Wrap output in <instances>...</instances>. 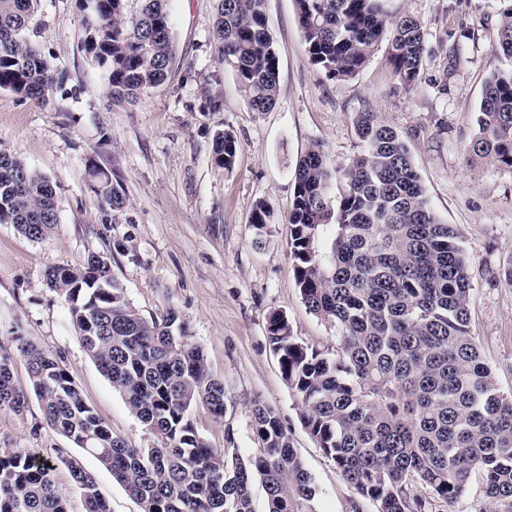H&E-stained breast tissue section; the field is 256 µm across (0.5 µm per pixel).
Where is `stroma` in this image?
I'll use <instances>...</instances> for the list:
<instances>
[{"instance_id":"1","label":"stroma","mask_w":512,"mask_h":512,"mask_svg":"<svg viewBox=\"0 0 512 512\" xmlns=\"http://www.w3.org/2000/svg\"><path fill=\"white\" fill-rule=\"evenodd\" d=\"M389 8L424 25L423 74L409 89L393 77L383 42L354 79L330 80L309 61L294 0H265L280 91L269 111L255 112L234 70L217 60V0H171L174 59L167 80L119 106L82 46L81 0H40L30 34L64 83L44 104L0 91V150L50 177L58 214L40 241L0 224V349L13 354L17 387L31 388L27 361L14 352L19 331L61 356L113 434L142 448L155 445L84 349L69 302L46 285L49 267H78L89 255L102 256L144 318L177 312L188 342L203 349L211 374L223 382V417L201 408L191 413L211 447L245 459L257 454L253 408L268 405L312 476L316 512H377L309 435L267 336L270 316L282 312L299 341L336 350L334 330L308 311L294 278L287 224L293 169L315 145L332 167L349 165L359 151L353 117L371 109L405 136L434 209L460 235L472 283L470 329L498 387L512 392V281L504 275L512 269V172L464 160L484 82L496 65L500 4L390 0ZM456 41L463 49L452 60L448 50ZM220 131L238 143L229 169L212 162ZM97 168L118 180L122 208H110L92 191ZM261 200L270 204L273 222L258 248L251 214ZM0 448L75 457L112 512H141L106 468L46 424L37 399L19 414L0 410Z\"/></svg>"}]
</instances>
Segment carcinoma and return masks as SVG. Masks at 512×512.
<instances>
[{
	"label": "carcinoma",
	"instance_id": "carcinoma-1",
	"mask_svg": "<svg viewBox=\"0 0 512 512\" xmlns=\"http://www.w3.org/2000/svg\"><path fill=\"white\" fill-rule=\"evenodd\" d=\"M84 0L83 47L106 75L112 103L132 102L160 87L174 57L170 0ZM265 0H219L217 59L236 73L246 104L272 108L279 92V57L267 29ZM297 22L312 65L346 82L364 67L385 33L392 75L406 88L421 78L423 24L394 18L386 0H295ZM497 58L512 61V0H500ZM40 0H0V90L43 101L59 85L51 56L29 30ZM466 148L470 166L512 171V68L485 81ZM360 151L343 169L310 148L294 168L288 248L309 311L336 332L329 353L293 336L275 312L268 339L282 374L302 405L301 419L323 453L378 512H426L431 500L411 495L420 482L432 500L452 505L470 473L482 471L492 502L487 512H512V395L500 393L469 328L471 281L457 231L440 221L413 164L409 145L378 113L356 114ZM237 140L217 133L213 161L230 168ZM93 191L112 208L124 197L99 169ZM268 202L251 223H271ZM58 223L51 180L0 150V224L33 241ZM328 235L330 249L317 241ZM47 285L70 302L83 347L131 411L156 435L152 448L112 431L82 397L61 364L18 334L34 395L46 422L94 456L141 505L142 512H255L254 477L266 493L265 512H316L313 479L295 454L276 412L256 404L262 444L246 460L197 433L190 411L224 415V384L201 347L185 341L184 324L169 310L148 320L112 277L108 262L90 256L80 267L54 266ZM11 356L0 350V410L22 412ZM69 463L84 512H110L93 477L64 455L49 460L27 448H0V512H69L54 480Z\"/></svg>",
	"mask_w": 512,
	"mask_h": 512
}]
</instances>
